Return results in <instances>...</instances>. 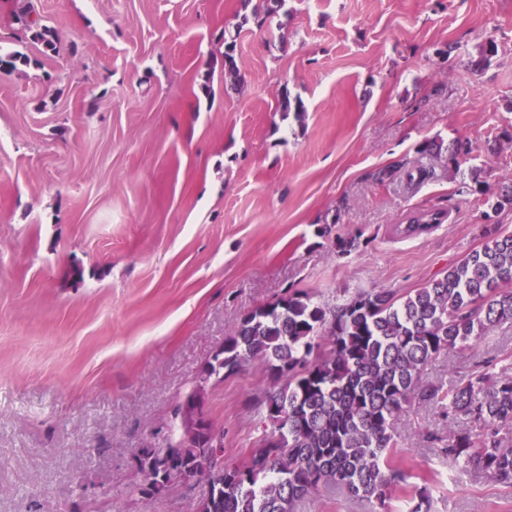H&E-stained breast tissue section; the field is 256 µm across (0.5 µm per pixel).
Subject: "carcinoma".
<instances>
[{
    "label": "carcinoma",
    "instance_id": "1",
    "mask_svg": "<svg viewBox=\"0 0 512 512\" xmlns=\"http://www.w3.org/2000/svg\"><path fill=\"white\" fill-rule=\"evenodd\" d=\"M285 0H261L252 15L271 22ZM18 19L32 38L54 50L51 29L29 4ZM239 68L235 44L224 49V77ZM447 212L424 209L390 226L416 238L443 223ZM350 233L334 237L339 257L359 247ZM512 232L497 228L479 250L440 278L402 296L390 290L359 291L335 304L304 290L245 313L201 369L199 382L222 380L247 363L265 364L274 382L258 402L264 435L239 465L207 444L224 441V428L208 419L206 434L189 445L182 432L162 448L168 478L205 474L209 495L194 512H295L319 488L385 508L411 471L396 460L398 425L410 400L444 405L448 424L469 427L434 436L450 464L512 489V375L488 360L448 388L425 384V367L470 340L512 325ZM405 512H432L427 488L406 500Z\"/></svg>",
    "mask_w": 512,
    "mask_h": 512
}]
</instances>
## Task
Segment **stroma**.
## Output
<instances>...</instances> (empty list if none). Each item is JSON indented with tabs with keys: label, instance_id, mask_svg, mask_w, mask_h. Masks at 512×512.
<instances>
[{
	"label": "stroma",
	"instance_id": "35a3bbf8",
	"mask_svg": "<svg viewBox=\"0 0 512 512\" xmlns=\"http://www.w3.org/2000/svg\"><path fill=\"white\" fill-rule=\"evenodd\" d=\"M30 3L55 53L0 0V50L31 58L0 73V512H190L196 488L142 498L135 457L164 444L245 312L288 288L410 292L491 226L512 232V209L482 195L512 179V0H288L263 27L241 0ZM284 93L304 113L279 111ZM460 141L473 154L457 172ZM429 208L448 220L390 235ZM328 224L360 247L337 256ZM491 358L512 370V328L423 378L448 385ZM271 386L257 362L209 383L225 463L263 436ZM448 425L412 401L396 455L414 477L394 512L422 485L433 512H512V490L438 457ZM448 213L437 209H424L410 214L399 224L390 226L391 233L400 238H416L429 234L442 224ZM421 224H427L423 228Z\"/></svg>",
	"mask_w": 512,
	"mask_h": 512
}]
</instances>
